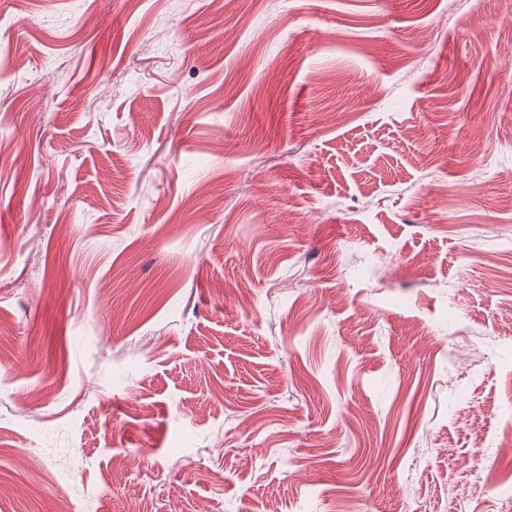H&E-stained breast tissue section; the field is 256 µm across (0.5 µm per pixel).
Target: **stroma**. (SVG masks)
I'll list each match as a JSON object with an SVG mask.
<instances>
[{
  "instance_id": "obj_1",
  "label": "stroma",
  "mask_w": 512,
  "mask_h": 512,
  "mask_svg": "<svg viewBox=\"0 0 512 512\" xmlns=\"http://www.w3.org/2000/svg\"><path fill=\"white\" fill-rule=\"evenodd\" d=\"M510 79L512 0H0V512H512Z\"/></svg>"
}]
</instances>
